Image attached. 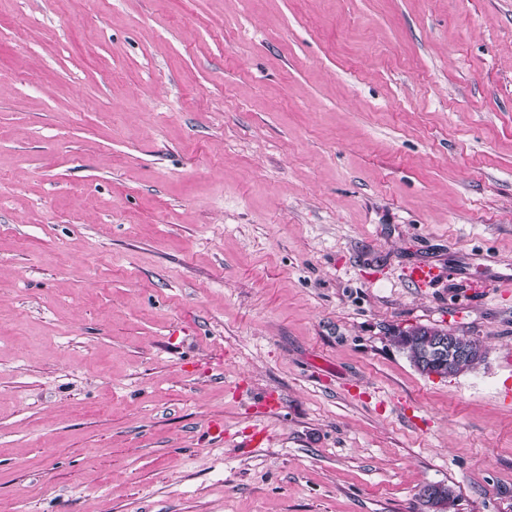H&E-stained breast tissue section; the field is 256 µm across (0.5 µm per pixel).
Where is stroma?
Masks as SVG:
<instances>
[{
    "label": "stroma",
    "mask_w": 512,
    "mask_h": 512,
    "mask_svg": "<svg viewBox=\"0 0 512 512\" xmlns=\"http://www.w3.org/2000/svg\"><path fill=\"white\" fill-rule=\"evenodd\" d=\"M433 482L512 512V0H0V512ZM453 333L458 346L470 352V356L464 358L467 354L461 349L455 347L450 337L440 335V333ZM392 343L409 359L414 357L412 347L397 342L406 338L419 339L423 336H436L428 340L424 347L417 352L413 359V366L422 374L427 376L448 377L443 373L449 374L452 371L453 376L473 371L486 357V350L478 338L468 336L466 333L456 330L438 328L431 326H411L405 329L392 328L389 332ZM453 369L454 364L460 359ZM453 369V370H452Z\"/></svg>",
    "instance_id": "1"
}]
</instances>
